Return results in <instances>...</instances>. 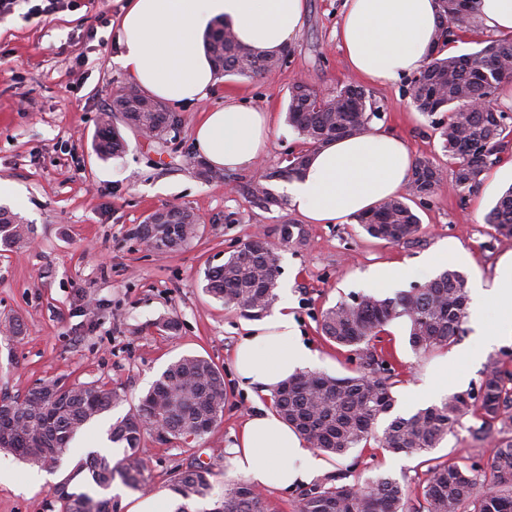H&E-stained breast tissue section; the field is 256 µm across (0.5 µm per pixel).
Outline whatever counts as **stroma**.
Returning a JSON list of instances; mask_svg holds the SVG:
<instances>
[{
  "label": "stroma",
  "mask_w": 512,
  "mask_h": 512,
  "mask_svg": "<svg viewBox=\"0 0 512 512\" xmlns=\"http://www.w3.org/2000/svg\"><path fill=\"white\" fill-rule=\"evenodd\" d=\"M344 0H306L301 31L274 77L221 75L206 101L169 105L179 123L165 142L121 127L124 153L101 159L94 143L101 117L117 92L132 83L118 62L119 16L125 0H72L51 16L21 4L0 17V181L14 185L18 199L9 209L35 228L29 244L0 247V393L22 395L45 379L104 383L121 396L105 421H92L71 442L50 481L26 487L31 465L0 452V512H61L55 485L89 490L86 476H72L74 464L92 452L122 449L105 440L107 422L133 411L154 380L178 357L210 359L224 375V418L195 441L146 429L142 445L146 485L125 488L115 501L119 512H135L143 500L168 496L167 483L179 466L201 461L215 474L213 496H221L231 476L225 453L257 405L271 398L238 384L234 348L248 325L239 310L224 306L202 289L205 268L223 263L256 231L275 247L280 275L277 295L287 296L300 340L314 354L313 371L336 377L353 374L357 351L326 341L319 322L325 309L360 294L394 298L421 284L420 265L433 251L446 250L450 263L469 284L492 280L499 260L512 252V237L498 235L485 222L497 195L512 185V147L479 177L473 192L448 186L454 165L441 149L433 126L437 115L418 112L409 93L410 77L365 90L380 108L376 124L402 138L413 159L430 158L444 184L427 200L413 203L422 232L416 243H389L369 237L359 224H310L301 247L280 244V228L299 224L289 207L264 208L244 191L246 182L283 166L303 141L286 121L290 92L304 83L323 95L357 83L336 38ZM272 115L268 149L248 171H229L223 180L206 179L194 132L211 107L227 96ZM176 207L200 221L197 237L181 250L159 254L134 230L154 210ZM234 223H225V215ZM382 265L403 268L393 288L372 289L371 271ZM173 318L177 331L159 326ZM21 335H12L11 320ZM407 318L386 328L390 362L402 372L393 388L395 413L415 412L411 398L429 370L448 364V389L478 392L491 363L512 369V342L491 347L464 334L448 348L414 352ZM464 418L434 456L461 465L482 466L490 446L474 440ZM325 475L347 485L388 475L418 494L427 469L419 453H390L376 447L352 449L342 457L324 456Z\"/></svg>",
  "instance_id": "stroma-1"
}]
</instances>
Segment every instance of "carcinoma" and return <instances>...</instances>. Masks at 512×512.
Returning <instances> with one entry per match:
<instances>
[{
    "mask_svg": "<svg viewBox=\"0 0 512 512\" xmlns=\"http://www.w3.org/2000/svg\"><path fill=\"white\" fill-rule=\"evenodd\" d=\"M447 28L438 31V50L410 83L409 92L418 111L446 113L436 123L441 146L454 161L453 187L459 192L473 189L481 173L498 162L509 146L512 127L501 111L483 109L469 112L458 124L459 112L467 103L494 97L498 87L490 85L480 69L470 65L480 52L466 56H445L443 49L457 31L476 22V0H440ZM495 63L512 64V37L494 41ZM207 53L218 73L258 77L281 66L285 55L256 51L241 44L231 29L221 26L206 36ZM378 116V106L365 90L352 84L336 89L330 99L320 96L304 83L296 84L288 103V123L316 149L347 134L369 128ZM149 131L161 138L172 125L173 115L164 105L137 90L115 95L112 111L102 117L95 145L102 158L125 149V141L114 122ZM307 153L291 154L282 168L270 171L251 183L248 192L265 208L283 205V199L265 185L280 178L299 176L306 166ZM442 182L439 167L428 159L413 164L408 193L381 203L358 216L365 232L389 243L418 241L422 225L408 201L425 200ZM179 228L165 244L163 252L181 249L196 238V216L178 211ZM486 223L502 236H512V187L497 199ZM34 226L0 208V247L6 249L29 242ZM282 245L305 243L300 224H284ZM279 257L261 239L229 254L224 263L205 273V290L252 319L263 317L276 300ZM468 302L465 276L448 267L412 292L397 299L362 295L341 301L322 313V334L341 347L362 352L363 368L352 376L333 377L323 373H303L282 383L273 393V405L310 448L344 455L360 445L374 443L388 452L425 453L436 448L469 416V427L477 440H491L493 448L483 468L471 473L455 462L428 460L421 496L411 498L395 479L379 475L357 490L339 485L340 477H329L303 491L296 512H512V370L492 363L483 373L479 394L454 392L440 404L392 418L377 432L378 420L394 407L392 388L400 372L386 358L383 346L385 327L394 319L407 317L409 343L416 351L427 352L454 343L463 333ZM224 377L209 359L183 355L171 362L140 398L135 411L118 418L108 430V440L123 448L119 462L107 454H91L79 460L76 477L87 473L98 488L94 497L86 492L57 490L62 512H115L116 504L107 492L119 478L128 487L144 482L147 460L142 455V436L153 422H162L175 439H198L216 427L224 415ZM120 402L116 391L106 385H72L59 379L40 382L22 396H0V407L9 413L0 416V451L11 453L30 465L43 468L60 461L75 435L96 417L111 411ZM214 472L193 464L177 471L168 489L183 499L174 512H191L185 501L211 494ZM210 512H265L261 494L243 480L224 484V496Z\"/></svg>",
    "mask_w": 512,
    "mask_h": 512,
    "instance_id": "obj_1",
    "label": "carcinoma"
}]
</instances>
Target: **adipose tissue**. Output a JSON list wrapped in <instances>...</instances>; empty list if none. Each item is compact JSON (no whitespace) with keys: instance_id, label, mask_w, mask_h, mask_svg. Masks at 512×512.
I'll list each match as a JSON object with an SVG mask.
<instances>
[{"instance_id":"obj_1","label":"adipose tissue","mask_w":512,"mask_h":512,"mask_svg":"<svg viewBox=\"0 0 512 512\" xmlns=\"http://www.w3.org/2000/svg\"><path fill=\"white\" fill-rule=\"evenodd\" d=\"M437 12V0H345L338 37L352 71L372 82L419 71L436 49ZM304 13L305 0H128L120 16L119 63L136 86L158 99L202 101L215 85L204 40L215 22L229 25L247 46L279 53L297 38ZM194 137L210 166L251 169L267 151L270 115L228 100L206 112ZM411 168L404 141L375 126L312 150L301 177L287 185L288 205L310 224H352L397 195ZM492 303L512 320V254L499 262L471 308L475 333L489 346L500 340L484 320ZM313 361L283 303L238 343L234 368L242 386L269 395ZM228 454L234 472L258 489L301 486L323 469L314 449L264 407L245 422Z\"/></svg>"}]
</instances>
